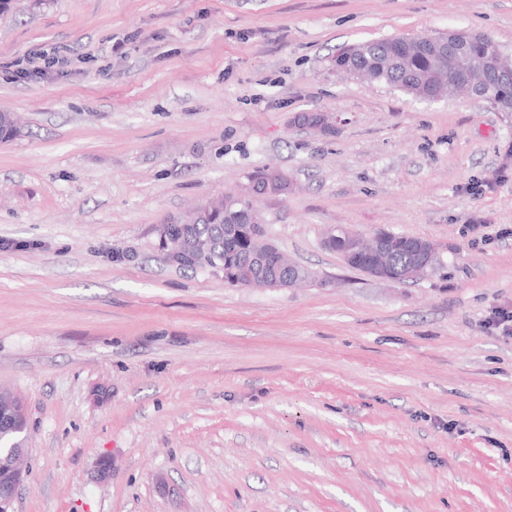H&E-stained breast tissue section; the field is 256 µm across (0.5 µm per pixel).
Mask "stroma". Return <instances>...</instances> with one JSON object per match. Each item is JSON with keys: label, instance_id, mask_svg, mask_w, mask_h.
I'll use <instances>...</instances> for the list:
<instances>
[{"label": "stroma", "instance_id": "stroma-1", "mask_svg": "<svg viewBox=\"0 0 512 512\" xmlns=\"http://www.w3.org/2000/svg\"><path fill=\"white\" fill-rule=\"evenodd\" d=\"M512 0H14L0 13V387L29 410L16 512H512V112L336 71ZM58 64L31 72L45 50ZM303 112L336 118L318 134ZM318 281L225 285L157 229L242 194ZM345 226L436 244L405 283ZM112 458V478L95 465Z\"/></svg>", "mask_w": 512, "mask_h": 512}]
</instances>
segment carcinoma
<instances>
[{
  "label": "carcinoma",
  "instance_id": "carcinoma-1",
  "mask_svg": "<svg viewBox=\"0 0 512 512\" xmlns=\"http://www.w3.org/2000/svg\"><path fill=\"white\" fill-rule=\"evenodd\" d=\"M406 37H393L351 45L336 53V68L348 72L364 68L370 82L384 83L396 88L424 83L435 68L432 57L409 47ZM258 219L255 203H237L233 197L208 201L184 216L171 218L159 227L165 245L181 240L193 248L203 244L213 255V265L224 268V283L241 287L250 277L266 280L265 274L287 272L278 267L279 247L266 232L256 230ZM417 238L402 235L395 242L396 263H409L411 251L404 242Z\"/></svg>",
  "mask_w": 512,
  "mask_h": 512
}]
</instances>
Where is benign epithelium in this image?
I'll list each match as a JSON object with an SVG mask.
<instances>
[{"instance_id": "obj_1", "label": "benign epithelium", "mask_w": 512, "mask_h": 512, "mask_svg": "<svg viewBox=\"0 0 512 512\" xmlns=\"http://www.w3.org/2000/svg\"><path fill=\"white\" fill-rule=\"evenodd\" d=\"M469 33L450 31L428 35L419 39L420 48L429 50L441 64L448 67V84L464 91L469 98L481 99L486 92L487 80L497 78L512 81V61L505 54H496L490 58H469L464 67L457 60L468 58ZM335 117L328 113H317L314 118L299 121L307 129L325 133L333 128ZM358 251L370 256L371 262L367 275L381 281L405 282L417 279L435 269L439 263L437 247L428 240L413 243V263L400 270L392 267L390 237L385 231L356 239ZM281 265L288 268L290 275L275 281L276 288H293L302 281V277L293 273L296 264L281 257ZM29 414L21 397L0 390V439L8 438L19 430L28 429ZM28 448L10 446L0 450V512H16L15 497L26 479L28 470L24 464Z\"/></svg>"}]
</instances>
